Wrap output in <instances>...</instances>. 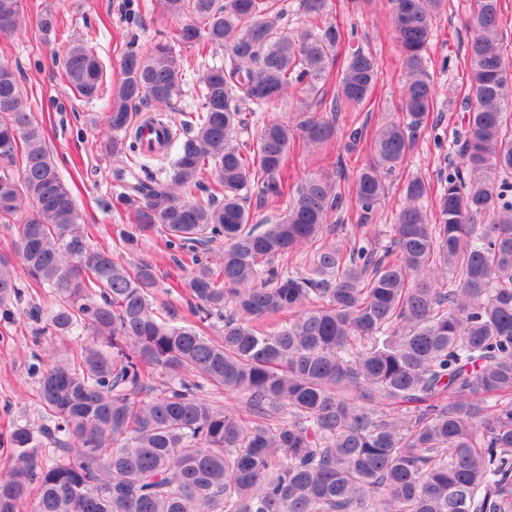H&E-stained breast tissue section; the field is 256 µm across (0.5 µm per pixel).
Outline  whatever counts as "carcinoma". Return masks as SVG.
I'll list each match as a JSON object with an SVG mask.
<instances>
[{
    "label": "carcinoma",
    "instance_id": "obj_1",
    "mask_svg": "<svg viewBox=\"0 0 512 512\" xmlns=\"http://www.w3.org/2000/svg\"><path fill=\"white\" fill-rule=\"evenodd\" d=\"M279 0H157L178 23L172 40L130 44L108 100L105 150L126 159L117 200L134 208L132 245L159 232L170 250L224 241L217 268L192 256L184 290L196 319L178 324L154 304L149 261L129 269L91 248L81 214L27 107L0 64V219L15 225L0 254V319L53 294L42 333L69 353L36 371L41 425L0 436V512H512V63L503 0H472L456 137L461 165L430 185L415 176L379 251L355 236L321 242L342 206L340 182L304 180L261 231L247 201L290 194L291 146L332 141L334 123L309 110L272 121L251 141L241 103L258 109L306 82H336L332 112L373 93L378 63L341 58L331 0H300L310 27L279 26ZM407 80L397 120L381 124L352 192L363 215L385 194L434 106L426 52L447 0H387ZM22 25L21 0H0V39ZM224 62L199 81L190 135L177 137L171 102L194 59ZM78 101L102 98L103 65L77 40L58 59ZM162 128L164 180L138 153ZM222 196L215 205L198 194ZM312 246L309 269L277 263ZM218 329V335L210 331ZM169 376L152 385V371ZM242 394L245 413L204 388ZM53 445L39 451L40 438Z\"/></svg>",
    "mask_w": 512,
    "mask_h": 512
}]
</instances>
